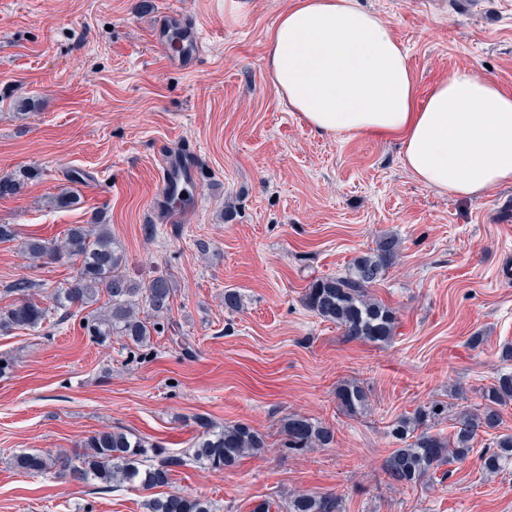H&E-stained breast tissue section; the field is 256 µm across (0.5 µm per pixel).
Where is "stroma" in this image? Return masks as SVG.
<instances>
[{
  "label": "stroma",
  "instance_id": "stroma-1",
  "mask_svg": "<svg viewBox=\"0 0 512 512\" xmlns=\"http://www.w3.org/2000/svg\"><path fill=\"white\" fill-rule=\"evenodd\" d=\"M292 0H0V175L31 172L0 198L3 287L26 278L34 298L77 274L74 260L35 262L21 238L63 236L99 214L132 276L166 273L175 293L143 350L100 346L74 316L53 329L0 332V512H144L145 491L79 487L18 474L19 452H74L120 427L171 451L188 449L196 419L262 433L263 454L215 472L188 463L171 490L251 512L300 491L337 493L344 512H512V467L476 455L416 485L389 481L392 424L431 401L470 410L512 362V183L453 198L417 182L393 140L312 131L266 77V36ZM405 49L418 97L459 69L512 93V0H359ZM195 29L197 59L168 61L156 18ZM197 150L202 175L183 214L156 210L158 155ZM80 198L55 206L60 192ZM234 218L224 222L225 206ZM397 237L396 263L371 288L394 309L392 339L347 336L303 302L309 283ZM237 290L241 306H224ZM481 337L472 346L471 337ZM193 355H186L185 346ZM368 405L345 411L342 384ZM298 414L335 431L330 448H282Z\"/></svg>",
  "mask_w": 512,
  "mask_h": 512
}]
</instances>
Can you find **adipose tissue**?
<instances>
[{
	"label": "adipose tissue",
	"instance_id": "obj_1",
	"mask_svg": "<svg viewBox=\"0 0 512 512\" xmlns=\"http://www.w3.org/2000/svg\"><path fill=\"white\" fill-rule=\"evenodd\" d=\"M266 75L320 135L397 139L407 171L438 193L512 182V93L462 69L418 100L405 50L357 0H295L268 33Z\"/></svg>",
	"mask_w": 512,
	"mask_h": 512
}]
</instances>
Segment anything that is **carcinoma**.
I'll use <instances>...</instances> for the list:
<instances>
[{"label":"carcinoma","instance_id":"obj_1","mask_svg":"<svg viewBox=\"0 0 512 512\" xmlns=\"http://www.w3.org/2000/svg\"><path fill=\"white\" fill-rule=\"evenodd\" d=\"M28 175L0 177V197L17 194ZM31 259L44 263L64 257L80 261L78 275L52 295V307H42L30 297L35 284L25 278L4 286V292L18 295V301L0 308V332L39 329L48 313L59 320L72 315V308L100 307L83 318V329L98 345L120 336L130 349L150 346L158 332L160 319L171 311L175 289L168 275L135 280L126 272V259L113 242L109 225L95 216L88 224H74L60 239L46 241L31 237L22 245ZM398 241L393 237L380 240L370 252L357 256L342 276L328 275L314 279L305 293L306 306L326 321L344 327L346 333L370 342H387L395 329V314L385 304L369 297L373 287L397 261ZM147 316H141V313ZM340 405L355 412L366 405V394L354 384L338 388ZM483 403L474 412L462 409L455 413V431L446 437L424 429L427 422L441 420L448 405L434 401L399 418L391 435L400 447L392 450L385 462L389 480L403 484L419 482L451 461L470 457L481 428L495 429L500 423L501 407L512 401V372L500 374L482 391ZM200 428L194 443L184 452H171L158 443L132 437L114 428L100 431L84 442V451L55 456L20 453L14 456L15 470L24 475L54 472L78 484H99L103 490L126 486L144 491L170 484L173 473L194 461L208 469L222 471L245 456L261 454L267 448L264 435L244 422L218 426L199 416ZM284 447L292 451L329 448L334 431L320 422L291 415L283 425ZM495 450L481 455L482 468L500 472L512 464V434H502L493 441ZM146 512H216L214 504L198 496L181 492L150 497ZM284 512H343L342 499L331 493L301 492L282 506Z\"/></svg>","mask_w":512,"mask_h":512}]
</instances>
